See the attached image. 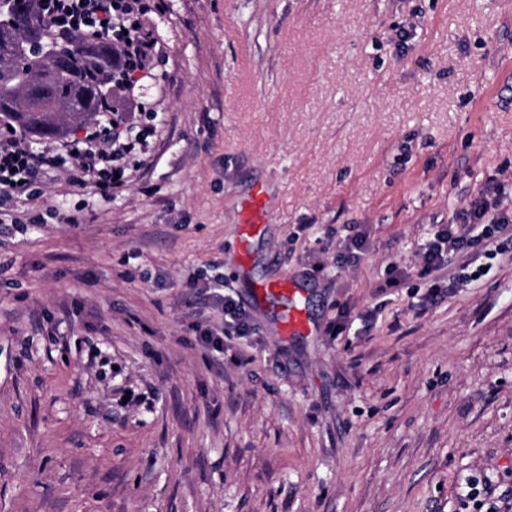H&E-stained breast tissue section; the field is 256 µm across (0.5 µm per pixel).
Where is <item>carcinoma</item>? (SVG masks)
Returning <instances> with one entry per match:
<instances>
[{"label": "carcinoma", "mask_w": 512, "mask_h": 512, "mask_svg": "<svg viewBox=\"0 0 512 512\" xmlns=\"http://www.w3.org/2000/svg\"><path fill=\"white\" fill-rule=\"evenodd\" d=\"M18 41L40 44L26 67L13 56ZM123 76L104 41L82 35L61 41L50 33L42 0H25L17 17L0 12V126L30 138H64L71 127L98 121L101 103Z\"/></svg>", "instance_id": "carcinoma-1"}]
</instances>
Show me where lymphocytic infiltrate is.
<instances>
[{
    "instance_id": "obj_1",
    "label": "lymphocytic infiltrate",
    "mask_w": 512,
    "mask_h": 512,
    "mask_svg": "<svg viewBox=\"0 0 512 512\" xmlns=\"http://www.w3.org/2000/svg\"><path fill=\"white\" fill-rule=\"evenodd\" d=\"M157 7V0H47L46 13L60 38L79 31L114 42L125 59L128 78L136 83L150 76L160 53L152 32L143 25L144 17ZM155 119V113L137 110L124 90L113 96L111 111L102 115L108 130L86 127L83 136L65 148L46 152L17 133H0V211L22 199L37 201L34 186L51 170L64 171L72 185L109 195L135 178ZM511 226L512 188L500 182L480 191L456 214L454 223L432 225L418 252L417 275L433 280L421 309L455 292L466 280L464 271L447 273L449 255L487 244L496 232ZM223 313L221 326L202 328L198 336L200 344L218 353L225 340L255 333L249 312L232 296H224Z\"/></svg>"
}]
</instances>
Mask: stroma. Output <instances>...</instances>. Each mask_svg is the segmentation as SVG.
Masks as SVG:
<instances>
[{"instance_id": "obj_1", "label": "stroma", "mask_w": 512, "mask_h": 512, "mask_svg": "<svg viewBox=\"0 0 512 512\" xmlns=\"http://www.w3.org/2000/svg\"><path fill=\"white\" fill-rule=\"evenodd\" d=\"M147 25L134 181L50 172L0 231V512H512V232L426 311L429 280L383 286L512 181V0H163ZM352 224L368 250L336 266ZM193 274L255 335L203 347L192 325L223 313ZM274 279L312 335L251 305ZM267 200L263 190L256 189L241 205L238 258L243 271L251 259L250 239L265 224ZM297 290L286 279L271 281L253 290L252 300L255 304H265L269 298L283 299L289 303L280 320L281 336L288 339L294 336H305L312 332V326L304 310L296 306Z\"/></svg>"}]
</instances>
